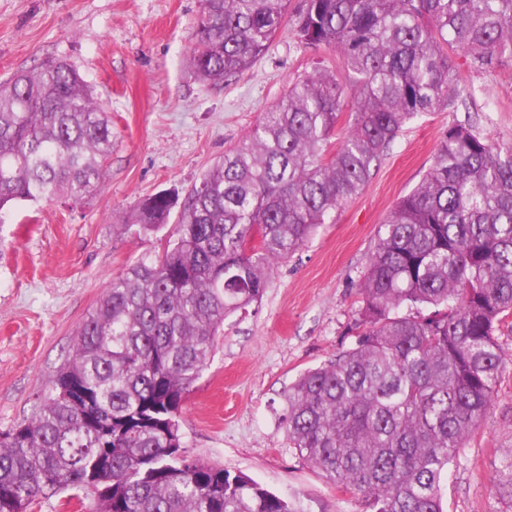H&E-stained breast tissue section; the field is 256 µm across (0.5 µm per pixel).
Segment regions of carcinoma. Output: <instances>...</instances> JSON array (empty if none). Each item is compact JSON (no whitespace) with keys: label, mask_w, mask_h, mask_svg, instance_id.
Returning <instances> with one entry per match:
<instances>
[{"label":"carcinoma","mask_w":512,"mask_h":512,"mask_svg":"<svg viewBox=\"0 0 512 512\" xmlns=\"http://www.w3.org/2000/svg\"><path fill=\"white\" fill-rule=\"evenodd\" d=\"M204 0L190 53L203 79L247 72L281 29L338 53L298 78L202 176L162 253L108 283L33 420L0 433V512L61 494L87 512H297L241 472L183 450L181 404L224 319L355 199L415 118L467 108L470 72L512 67V0ZM347 122H342L344 113ZM112 120L58 60L0 85V223L21 201L95 195ZM177 197L127 225L155 234ZM351 346L288 389L298 454L369 512H446L448 466L488 411L512 319V148L455 122L377 234ZM406 307L414 314L400 315ZM495 485L512 498V448Z\"/></svg>","instance_id":"carcinoma-1"}]
</instances>
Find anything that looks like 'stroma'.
<instances>
[{
  "mask_svg": "<svg viewBox=\"0 0 512 512\" xmlns=\"http://www.w3.org/2000/svg\"><path fill=\"white\" fill-rule=\"evenodd\" d=\"M202 7L203 0H0V82L62 59L112 118V155L96 196L24 203L0 224V432L31 419L107 283L162 251L167 231L126 230L138 203L163 190L187 195L298 76L343 70L336 52L303 48L283 30L242 76L203 82L189 63ZM468 80L469 111L409 123L335 223L280 264L260 302L225 319L182 404L189 455L245 473L299 512H366L292 447L286 393L302 372L351 345L358 284L379 226L421 181L448 125L468 120L494 143L512 145V67ZM496 339L506 360L488 413L449 467L447 512H512V499L493 489L512 448V326Z\"/></svg>",
  "mask_w": 512,
  "mask_h": 512,
  "instance_id": "1",
  "label": "stroma"
}]
</instances>
